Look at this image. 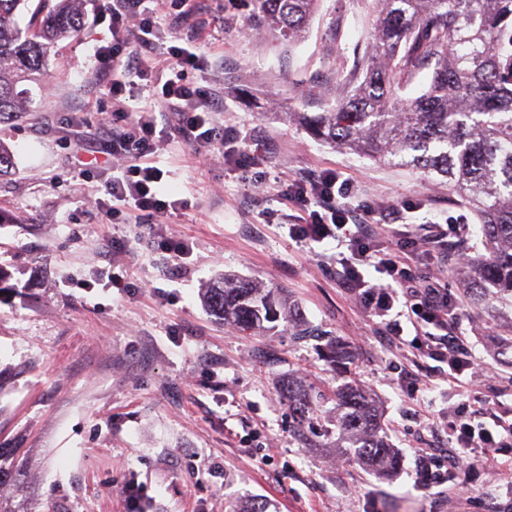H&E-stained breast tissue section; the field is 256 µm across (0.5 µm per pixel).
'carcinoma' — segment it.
<instances>
[{"instance_id": "carcinoma-1", "label": "carcinoma", "mask_w": 512, "mask_h": 512, "mask_svg": "<svg viewBox=\"0 0 512 512\" xmlns=\"http://www.w3.org/2000/svg\"><path fill=\"white\" fill-rule=\"evenodd\" d=\"M28 0H0V120L28 111L18 85L38 81L55 43L77 36L84 0H39L25 27ZM323 0H242L254 22L290 45L305 39ZM375 42L349 71H338L340 96L299 122L327 144L374 161L410 167L448 185L475 215L488 257L470 268L471 296L512 298V0H375ZM431 70L417 96L406 90ZM210 312L243 331L282 320L293 336H311L299 307L276 288L223 274L206 288ZM288 407L305 420L312 398L290 384ZM349 460L387 473L396 452L380 433L375 405L352 383L336 388L330 419ZM0 512H32L28 463L0 448Z\"/></svg>"}]
</instances>
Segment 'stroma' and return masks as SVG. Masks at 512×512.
Returning a JSON list of instances; mask_svg holds the SVG:
<instances>
[{"label": "stroma", "mask_w": 512, "mask_h": 512, "mask_svg": "<svg viewBox=\"0 0 512 512\" xmlns=\"http://www.w3.org/2000/svg\"><path fill=\"white\" fill-rule=\"evenodd\" d=\"M108 3L87 0L79 35L58 43L28 111L0 124L14 154L0 179V266L11 275L0 298V446L28 453L35 512H129V483L145 490L141 512H236L256 499L269 512H457L459 483L471 490L467 512H512V470L496 481L479 467L439 483L415 476L417 449L451 453L425 415L477 394L488 412L512 406V359L499 342L512 308L473 304L462 272L449 275L459 330L496 376L478 391L459 387L440 380L430 359L407 366L327 263L288 236L297 212L281 200L282 183L333 169L371 199L414 205L410 223L465 217L473 255L484 252L474 214L446 185L320 142L295 118L331 105L337 66L352 68L355 45L371 39L373 0H324L291 47L271 41L241 5L190 0L196 12L179 23L166 0H149L158 53L191 36L203 65L187 81L210 89L216 122L240 129L263 157L261 170L230 171L178 137L154 154L162 194L180 201L159 229L187 243L182 258L158 248L136 213L112 220L96 208L102 176L72 164L81 147L67 132L74 109L91 126L112 109L111 98L88 97L95 50L112 39L99 21ZM333 44L340 59L327 53ZM227 272L286 289L318 335L224 326L201 290ZM112 274L125 288L111 286ZM332 341L349 352L352 382L371 395L404 457L393 475L352 463L325 428L339 384L326 360ZM405 366L418 387L403 383ZM291 381L324 395L302 431L284 396Z\"/></svg>", "instance_id": "obj_1"}]
</instances>
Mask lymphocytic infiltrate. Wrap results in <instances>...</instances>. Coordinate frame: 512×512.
Wrapping results in <instances>:
<instances>
[{
    "instance_id": "lymphocytic-infiltrate-1",
    "label": "lymphocytic infiltrate",
    "mask_w": 512,
    "mask_h": 512,
    "mask_svg": "<svg viewBox=\"0 0 512 512\" xmlns=\"http://www.w3.org/2000/svg\"><path fill=\"white\" fill-rule=\"evenodd\" d=\"M144 2L112 0L105 10L112 40L97 50L100 67L90 88L92 97L119 99L128 77L143 81L151 77L156 30L144 15ZM167 53L174 76L156 93L162 111L133 116L119 107L101 113L98 128L103 139L83 146L75 158L82 174L103 160H124L121 175L112 177L105 191L120 205L138 212L152 236H158V217L177 207L176 201L158 194L162 174L150 163L164 138L176 135L194 148L220 154L231 169L257 164L240 131L214 121L211 93L186 84L185 70L200 65L193 45L174 44ZM280 195L300 208V221L291 225L289 234L311 256H318L325 240L335 241L337 252L330 260L337 281L359 297L368 318L392 347L435 361L445 381L477 383L480 363L456 332L460 305L446 280L449 265H463L468 258L466 248L451 246L460 231L457 223H405L403 210L362 199L357 186L340 180L332 170L292 179L282 185ZM158 238L162 250L176 254L187 250L181 240ZM422 253L429 255L434 272L423 275L412 266L411 257ZM407 323L415 332L410 340L404 337ZM433 428L447 435L454 451L444 460L421 453V478L438 482L443 469L474 464L493 476L505 469L498 455L512 447V422L486 424L478 421L476 411L458 405L440 416Z\"/></svg>"
}]
</instances>
